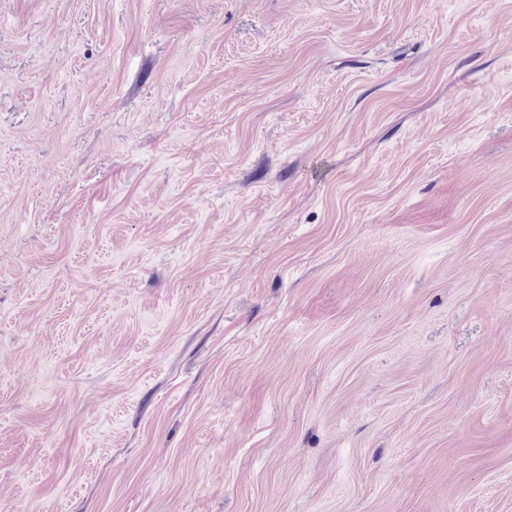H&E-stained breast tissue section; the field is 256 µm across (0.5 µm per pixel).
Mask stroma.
Here are the masks:
<instances>
[{
	"mask_svg": "<svg viewBox=\"0 0 512 512\" xmlns=\"http://www.w3.org/2000/svg\"><path fill=\"white\" fill-rule=\"evenodd\" d=\"M0 512H512V0H0Z\"/></svg>",
	"mask_w": 512,
	"mask_h": 512,
	"instance_id": "1",
	"label": "stroma"
}]
</instances>
